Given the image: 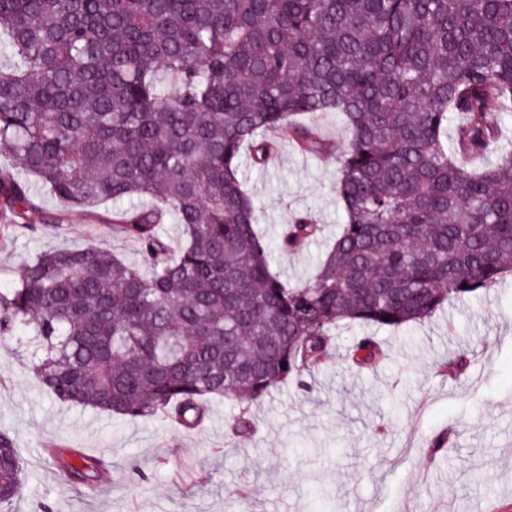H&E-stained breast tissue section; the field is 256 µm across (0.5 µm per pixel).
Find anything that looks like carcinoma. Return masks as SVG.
<instances>
[{"mask_svg":"<svg viewBox=\"0 0 512 512\" xmlns=\"http://www.w3.org/2000/svg\"><path fill=\"white\" fill-rule=\"evenodd\" d=\"M0 225L70 224L106 202L148 200L109 223L149 274L93 246L44 251L0 294V335L46 354L50 395L130 420L200 429L216 397L252 406L328 363L336 331L403 329L512 272V0H0ZM350 130L336 196L344 222L312 277L290 285L256 230L243 165L272 142L329 155L304 117ZM496 156L482 169L470 160ZM54 197L47 213L35 188ZM182 225L173 242L168 216ZM299 215L283 253L318 237ZM385 356L372 334L346 358ZM465 354L439 372L462 374ZM64 477L109 482V462L53 448ZM23 485L0 432V506Z\"/></svg>","mask_w":512,"mask_h":512,"instance_id":"carcinoma-1","label":"carcinoma"}]
</instances>
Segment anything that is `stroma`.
Masks as SVG:
<instances>
[{"mask_svg": "<svg viewBox=\"0 0 512 512\" xmlns=\"http://www.w3.org/2000/svg\"><path fill=\"white\" fill-rule=\"evenodd\" d=\"M314 122L333 154L284 144L268 166L244 173L270 244L301 213L323 228L299 252L275 254L292 284L313 274L343 222L335 187L351 135L336 113ZM113 208L0 235V293L54 247L92 245L138 261L137 244L107 223ZM363 332L338 330L336 357L312 374V391L288 383L253 406L257 432L246 440L224 434L240 407L232 397L213 400L194 432L161 416L127 420L61 403L33 372L30 336L1 338L0 432L13 438L26 477L13 512H512V276L449 301L429 322L378 330L387 357L377 368L345 359ZM453 351L470 357L457 379L437 371ZM443 433L449 447L428 459V441ZM63 444L111 461L98 494L61 477L47 451Z\"/></svg>", "mask_w": 512, "mask_h": 512, "instance_id": "35a3bbf8", "label": "stroma"}]
</instances>
